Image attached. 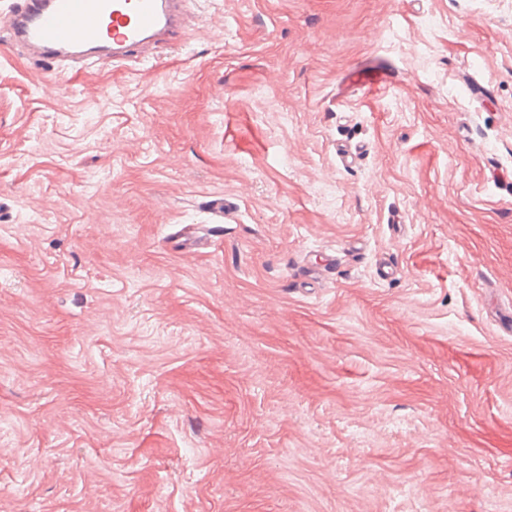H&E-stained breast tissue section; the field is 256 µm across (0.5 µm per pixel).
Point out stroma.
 <instances>
[{"label": "stroma", "instance_id": "1", "mask_svg": "<svg viewBox=\"0 0 512 512\" xmlns=\"http://www.w3.org/2000/svg\"><path fill=\"white\" fill-rule=\"evenodd\" d=\"M192 10L0 44V512H512V0Z\"/></svg>", "mask_w": 512, "mask_h": 512}]
</instances>
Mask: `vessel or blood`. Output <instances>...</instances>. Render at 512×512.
I'll return each instance as SVG.
<instances>
[{"label": "vessel or blood", "mask_w": 512, "mask_h": 512, "mask_svg": "<svg viewBox=\"0 0 512 512\" xmlns=\"http://www.w3.org/2000/svg\"><path fill=\"white\" fill-rule=\"evenodd\" d=\"M187 0H14L4 19L12 43L56 64L86 59L119 67L180 26Z\"/></svg>", "instance_id": "b4317fda"}]
</instances>
